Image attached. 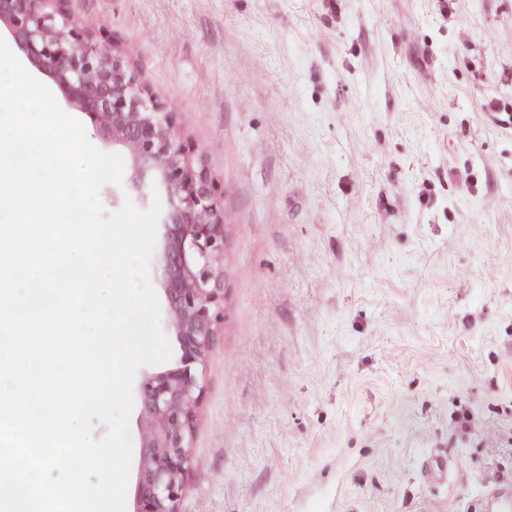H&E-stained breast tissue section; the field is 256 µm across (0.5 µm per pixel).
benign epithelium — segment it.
<instances>
[{"label": "benign epithelium", "mask_w": 512, "mask_h": 512, "mask_svg": "<svg viewBox=\"0 0 512 512\" xmlns=\"http://www.w3.org/2000/svg\"><path fill=\"white\" fill-rule=\"evenodd\" d=\"M71 0H0V30L66 101L131 163L143 203L158 192V284L181 355L138 386L139 465L132 512H180L192 437L204 397L200 373L224 321V192L196 163L177 113L144 84L107 31L80 24Z\"/></svg>", "instance_id": "benign-epithelium-1"}]
</instances>
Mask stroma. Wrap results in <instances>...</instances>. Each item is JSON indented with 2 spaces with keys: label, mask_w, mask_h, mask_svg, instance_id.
Returning <instances> with one entry per match:
<instances>
[{
  "label": "stroma",
  "mask_w": 512,
  "mask_h": 512,
  "mask_svg": "<svg viewBox=\"0 0 512 512\" xmlns=\"http://www.w3.org/2000/svg\"><path fill=\"white\" fill-rule=\"evenodd\" d=\"M71 10L224 191L180 512H492L512 488V0Z\"/></svg>",
  "instance_id": "35a3bbf8"
}]
</instances>
